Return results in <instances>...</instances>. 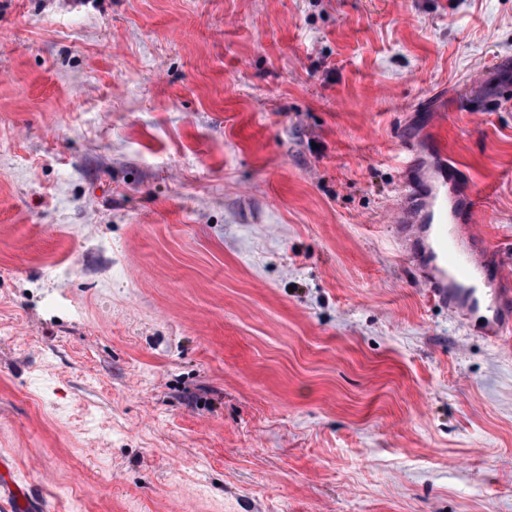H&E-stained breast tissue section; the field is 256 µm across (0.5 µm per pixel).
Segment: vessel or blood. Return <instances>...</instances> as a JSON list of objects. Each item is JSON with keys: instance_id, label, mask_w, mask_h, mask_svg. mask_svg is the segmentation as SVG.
<instances>
[{"instance_id": "1", "label": "vessel or blood", "mask_w": 512, "mask_h": 512, "mask_svg": "<svg viewBox=\"0 0 512 512\" xmlns=\"http://www.w3.org/2000/svg\"><path fill=\"white\" fill-rule=\"evenodd\" d=\"M402 205L395 217L409 259L425 263L430 295L449 313L471 316L494 343L512 340V289L498 266L479 255L469 231L476 201L457 190V168L448 157L423 168L407 166ZM0 512H41L42 505L15 476V465L0 457Z\"/></svg>"}]
</instances>
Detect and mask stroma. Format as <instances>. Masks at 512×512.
Returning a JSON list of instances; mask_svg holds the SVG:
<instances>
[{"label": "stroma", "mask_w": 512, "mask_h": 512, "mask_svg": "<svg viewBox=\"0 0 512 512\" xmlns=\"http://www.w3.org/2000/svg\"><path fill=\"white\" fill-rule=\"evenodd\" d=\"M414 146L512 281V0H0V454L45 512H512V346L392 237Z\"/></svg>", "instance_id": "stroma-1"}]
</instances>
